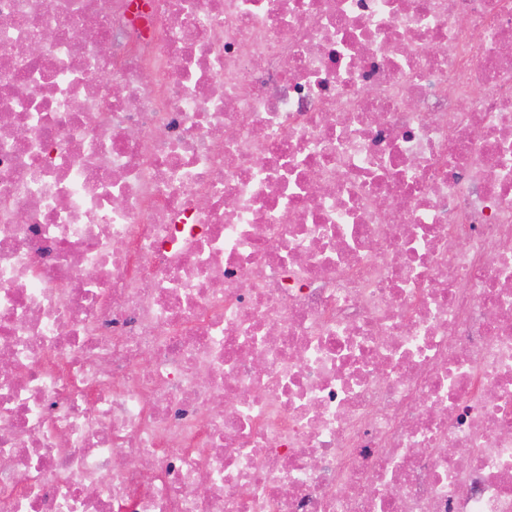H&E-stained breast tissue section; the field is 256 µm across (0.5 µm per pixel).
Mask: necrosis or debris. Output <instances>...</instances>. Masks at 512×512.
<instances>
[{"label":"necrosis or debris","mask_w":512,"mask_h":512,"mask_svg":"<svg viewBox=\"0 0 512 512\" xmlns=\"http://www.w3.org/2000/svg\"><path fill=\"white\" fill-rule=\"evenodd\" d=\"M0 512H512V0H0Z\"/></svg>","instance_id":"4bbe7bcc"}]
</instances>
